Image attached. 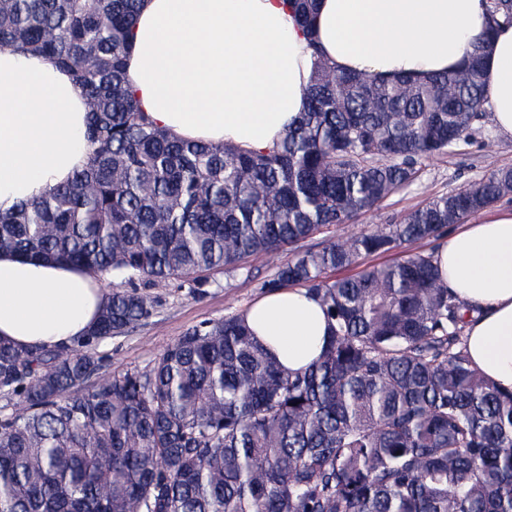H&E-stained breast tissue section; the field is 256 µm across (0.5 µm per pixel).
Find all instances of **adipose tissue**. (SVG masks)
Returning a JSON list of instances; mask_svg holds the SVG:
<instances>
[{
	"label": "adipose tissue",
	"mask_w": 512,
	"mask_h": 512,
	"mask_svg": "<svg viewBox=\"0 0 512 512\" xmlns=\"http://www.w3.org/2000/svg\"><path fill=\"white\" fill-rule=\"evenodd\" d=\"M486 28L485 0H320L314 30L340 69L424 79L462 66ZM307 42L285 0H144L126 80L172 134L245 149L280 140L306 109ZM482 84L497 131L512 137V28L486 53ZM85 101L40 55L0 51V211L65 184L88 162ZM442 280L467 308L473 367L512 391V210L488 212L437 252ZM105 302L97 276L0 254V339L69 347ZM243 317L291 371L320 354L330 324L305 288L268 293Z\"/></svg>",
	"instance_id": "1"
}]
</instances>
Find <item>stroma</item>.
<instances>
[{
    "label": "stroma",
    "mask_w": 512,
    "mask_h": 512,
    "mask_svg": "<svg viewBox=\"0 0 512 512\" xmlns=\"http://www.w3.org/2000/svg\"><path fill=\"white\" fill-rule=\"evenodd\" d=\"M512 165V138L500 135L493 122H486L480 145L462 154L429 159L420 182L389 198L377 210L361 215L355 223L334 227L333 235L345 237L393 223L422 205L434 194L481 179L496 166ZM274 255L249 257L242 270L210 276V286L201 295L174 282H162L153 293L162 304L153 320L126 335L102 341L99 350L115 370H147L154 357L173 344L187 329L224 319L244 310L264 293L262 283L275 271Z\"/></svg>",
    "instance_id": "obj_1"
}]
</instances>
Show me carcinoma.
<instances>
[{"instance_id": "obj_1", "label": "carcinoma", "mask_w": 512, "mask_h": 512, "mask_svg": "<svg viewBox=\"0 0 512 512\" xmlns=\"http://www.w3.org/2000/svg\"><path fill=\"white\" fill-rule=\"evenodd\" d=\"M141 2L0 0V50L71 73L90 146L69 183L0 214V253L112 283L72 347L0 340V512H512V391L472 367L435 256L448 225L512 194V166L396 224L329 234L482 133L483 39L421 81L347 73L315 40L318 0H288L312 54L308 108L245 150L173 136L127 90ZM487 11L488 31L512 26V0ZM421 240L435 247L333 276ZM285 249L262 288L304 287L332 322L306 369H282L240 313L188 329L146 371L97 351L154 315L157 283L200 295L209 273Z\"/></svg>"}]
</instances>
